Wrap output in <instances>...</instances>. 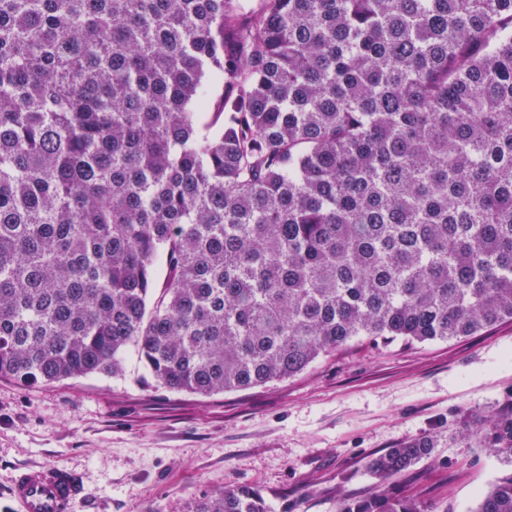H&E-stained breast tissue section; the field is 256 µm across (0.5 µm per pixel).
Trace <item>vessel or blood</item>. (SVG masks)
I'll return each mask as SVG.
<instances>
[{
	"label": "vessel or blood",
	"mask_w": 512,
	"mask_h": 512,
	"mask_svg": "<svg viewBox=\"0 0 512 512\" xmlns=\"http://www.w3.org/2000/svg\"><path fill=\"white\" fill-rule=\"evenodd\" d=\"M85 495L79 476L57 464L23 470L11 486L21 512H72Z\"/></svg>",
	"instance_id": "obj_1"
}]
</instances>
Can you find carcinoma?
<instances>
[{
	"mask_svg": "<svg viewBox=\"0 0 512 512\" xmlns=\"http://www.w3.org/2000/svg\"><path fill=\"white\" fill-rule=\"evenodd\" d=\"M506 320L512 0H0V378L132 351L210 395ZM476 436L510 465L476 512H512V399ZM196 512L270 510L241 485Z\"/></svg>",
	"mask_w": 512,
	"mask_h": 512,
	"instance_id": "cac0c4a2",
	"label": "carcinoma"
}]
</instances>
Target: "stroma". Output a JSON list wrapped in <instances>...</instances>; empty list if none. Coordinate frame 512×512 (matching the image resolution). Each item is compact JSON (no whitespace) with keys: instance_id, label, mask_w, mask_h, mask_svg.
Segmentation results:
<instances>
[{"instance_id":"stroma-1","label":"stroma","mask_w":512,"mask_h":512,"mask_svg":"<svg viewBox=\"0 0 512 512\" xmlns=\"http://www.w3.org/2000/svg\"><path fill=\"white\" fill-rule=\"evenodd\" d=\"M510 398L512 321L427 344L363 338L294 377L210 396L164 388L130 353L116 377L0 378V512H19L21 470L55 463L84 480L75 512H194L239 485L272 512H336L379 492L369 456L419 436L435 446L396 490L475 512L504 465L471 431Z\"/></svg>"}]
</instances>
